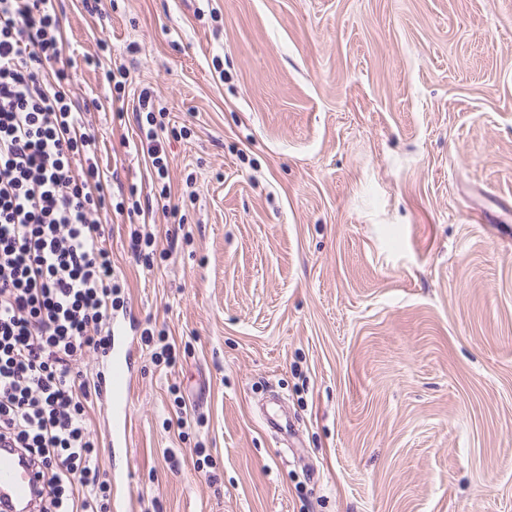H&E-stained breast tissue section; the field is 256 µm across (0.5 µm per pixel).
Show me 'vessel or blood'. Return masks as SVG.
Masks as SVG:
<instances>
[{"label":"vessel or blood","instance_id":"vessel-or-blood-1","mask_svg":"<svg viewBox=\"0 0 512 512\" xmlns=\"http://www.w3.org/2000/svg\"><path fill=\"white\" fill-rule=\"evenodd\" d=\"M112 336L103 356L101 399L109 424V441L122 443L126 438L130 417V391L133 381L131 351L121 321L110 326ZM40 479L36 469L23 467L13 452L0 448V494L15 500H28L38 491Z\"/></svg>","mask_w":512,"mask_h":512}]
</instances>
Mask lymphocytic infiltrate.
I'll list each match as a JSON object with an SVG mask.
<instances>
[{
    "mask_svg": "<svg viewBox=\"0 0 512 512\" xmlns=\"http://www.w3.org/2000/svg\"><path fill=\"white\" fill-rule=\"evenodd\" d=\"M64 52L55 0H0V443L36 465L45 512H110L85 424L100 382L74 369L105 352L120 305L98 219L109 176L73 164L97 139ZM137 101L140 144L165 176L151 90Z\"/></svg>",
    "mask_w": 512,
    "mask_h": 512,
    "instance_id": "1",
    "label": "lymphocytic infiltrate"
}]
</instances>
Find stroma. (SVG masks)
Here are the masks:
<instances>
[{"mask_svg":"<svg viewBox=\"0 0 512 512\" xmlns=\"http://www.w3.org/2000/svg\"><path fill=\"white\" fill-rule=\"evenodd\" d=\"M62 4L113 202L186 215H107L134 372L127 447L87 412L104 479L135 512H512V0ZM101 40L154 90L167 182ZM129 76V68L124 63L118 64L116 60H114L112 67L104 71V78L112 93V104L114 101L124 100L126 86L131 84Z\"/></svg>","mask_w":512,"mask_h":512,"instance_id":"1","label":"stroma"}]
</instances>
